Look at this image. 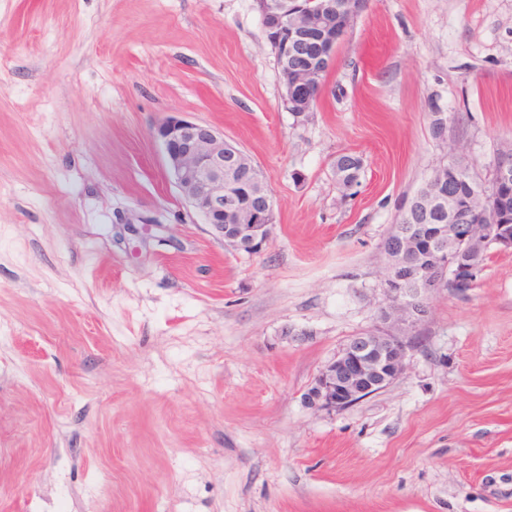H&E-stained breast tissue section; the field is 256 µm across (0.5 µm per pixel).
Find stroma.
<instances>
[{
  "label": "stroma",
  "instance_id": "obj_1",
  "mask_svg": "<svg viewBox=\"0 0 512 512\" xmlns=\"http://www.w3.org/2000/svg\"><path fill=\"white\" fill-rule=\"evenodd\" d=\"M1 50L0 512H512V251L426 294L386 389L308 399L444 139L482 182L512 146V0H369L300 116L256 0H0ZM174 112L262 170L260 251L181 196ZM353 154H341L336 157V177L341 187L344 190H350L349 185L356 182L358 183L360 169L353 163L347 164V161H351Z\"/></svg>",
  "mask_w": 512,
  "mask_h": 512
}]
</instances>
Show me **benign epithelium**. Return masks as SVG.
Segmentation results:
<instances>
[{"label":"benign epithelium","instance_id":"benign-epithelium-1","mask_svg":"<svg viewBox=\"0 0 512 512\" xmlns=\"http://www.w3.org/2000/svg\"><path fill=\"white\" fill-rule=\"evenodd\" d=\"M274 52L289 111H313L336 60V41L367 8L368 0H258ZM181 195L224 246L258 252L273 226V201L259 167L210 125L166 116L152 131ZM512 192V149L494 162L490 204ZM423 192L448 208L446 224H395L385 238L380 279L386 305L381 326L353 338L323 365L308 393L325 410H345L384 390L404 372L407 352L420 341L428 309L424 294L447 282L457 292L469 289L465 275L484 236L498 249H512V225L489 229L475 224L471 211L442 179L427 181Z\"/></svg>","mask_w":512,"mask_h":512}]
</instances>
